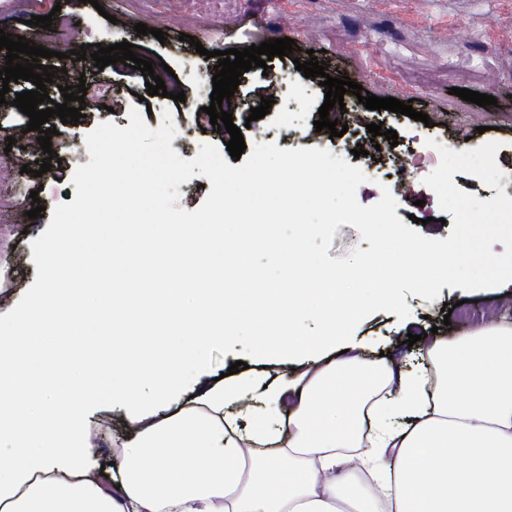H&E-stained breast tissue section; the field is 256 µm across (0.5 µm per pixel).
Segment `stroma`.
Instances as JSON below:
<instances>
[{"label": "stroma", "instance_id": "1", "mask_svg": "<svg viewBox=\"0 0 512 512\" xmlns=\"http://www.w3.org/2000/svg\"><path fill=\"white\" fill-rule=\"evenodd\" d=\"M52 15L50 29L31 26V16ZM144 23L164 33L163 39L139 36L135 24ZM0 29L23 36L34 44L55 50L49 63L66 69V76L48 84L49 96L62 101L61 87L84 84L85 116L78 124L62 123L51 118L58 134L52 137V148L59 163L40 177L22 172L14 154L5 150L7 137L27 147L26 163L42 160V149H29L37 132L28 130V116L13 102L17 93L32 90L31 82L10 83L7 101L0 105V228L10 229L8 240L0 242V268L6 272V287L16 296H23L34 283L37 268L32 260V240L41 236L52 219L53 208L71 203L76 189L71 181L77 166L89 163L85 138L102 119L117 127L130 124L128 113L138 107L149 128H158L163 116L183 123L187 138L180 152L182 159L196 155V145L210 143L224 148L230 136L215 126L195 125L191 112L204 102L192 87H185V101L147 93L141 71L95 67L93 60L72 58L81 45L109 46L126 41L138 57L165 62L173 71H180L182 62L197 58L205 78H213L214 51L247 48L261 42L288 37L294 39L299 51L296 58H274V71H285L294 80V91L312 89L308 112L303 123L288 121V102L274 103L271 113L257 121H249L252 108L258 107L267 79L261 68L245 72L236 96L241 109L234 123L242 130L244 140L262 134L264 142L281 149H335L349 147L362 140L363 132L347 131L339 139H331L329 130H315L318 110L325 100V87L318 79L304 77L296 70L295 60H307L316 52L318 60L328 64L330 77H350L362 87L363 95L394 97L411 102L413 109L427 113L431 125L408 116L381 111L375 122L383 130L398 134L399 148L421 151L427 141L455 144L457 150L473 149L488 142L499 143V156L512 175V0H0ZM203 45L205 55H197L196 45ZM467 88L494 96L496 105L479 106L452 95V88ZM121 99L120 109L108 113L112 99ZM369 180L356 190L361 205L376 203L382 188H389L397 201L396 214L420 218L417 230L423 236L445 239L450 225L435 193L425 179L428 167H407L403 176L387 180L379 174L378 159L356 158ZM38 198H31V191ZM42 203L38 218H28V210ZM471 300L476 311L494 310L499 320L512 323V299L497 300L491 290L464 291L442 287L438 299L427 301L409 294L406 319L379 311L362 320L355 336L367 338L371 355L391 353L399 364L419 360L416 347L408 343L409 335L438 330L450 336L468 328V321L458 316L447 317L443 304ZM242 361L250 369H260L249 331L211 349L206 357V370L212 376L227 371L230 364Z\"/></svg>", "mask_w": 512, "mask_h": 512}]
</instances>
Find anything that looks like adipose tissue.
<instances>
[{"label": "adipose tissue", "mask_w": 512, "mask_h": 512, "mask_svg": "<svg viewBox=\"0 0 512 512\" xmlns=\"http://www.w3.org/2000/svg\"><path fill=\"white\" fill-rule=\"evenodd\" d=\"M140 185L110 166L91 197L122 205ZM238 217L215 211L203 238L187 224L58 225L40 287L0 319V512H512V324L424 337L420 369L342 337L393 302L392 279L425 287L461 258L398 242L319 269L278 215L225 236ZM87 238L98 247L75 248ZM287 248L283 279L253 269L254 251ZM308 318L317 335L298 334ZM244 325L275 382L206 376L207 351ZM105 397L127 408L113 469L91 463L106 428L85 418ZM349 448L364 458L344 470Z\"/></svg>", "instance_id": "ef3b65f1"}]
</instances>
